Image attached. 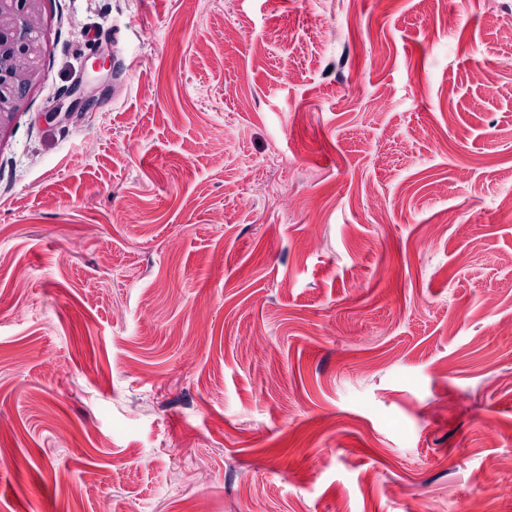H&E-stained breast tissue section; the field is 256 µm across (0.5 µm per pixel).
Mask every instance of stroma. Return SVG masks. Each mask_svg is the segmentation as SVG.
<instances>
[{
  "mask_svg": "<svg viewBox=\"0 0 512 512\" xmlns=\"http://www.w3.org/2000/svg\"><path fill=\"white\" fill-rule=\"evenodd\" d=\"M41 43L0 512H512V0H44Z\"/></svg>",
  "mask_w": 512,
  "mask_h": 512,
  "instance_id": "35a3bbf8",
  "label": "stroma"
}]
</instances>
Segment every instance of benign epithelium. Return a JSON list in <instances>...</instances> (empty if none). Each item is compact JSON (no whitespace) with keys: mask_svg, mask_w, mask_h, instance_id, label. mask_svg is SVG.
<instances>
[{"mask_svg":"<svg viewBox=\"0 0 512 512\" xmlns=\"http://www.w3.org/2000/svg\"><path fill=\"white\" fill-rule=\"evenodd\" d=\"M42 0H0V140L41 74Z\"/></svg>","mask_w":512,"mask_h":512,"instance_id":"obj_1","label":"benign epithelium"}]
</instances>
